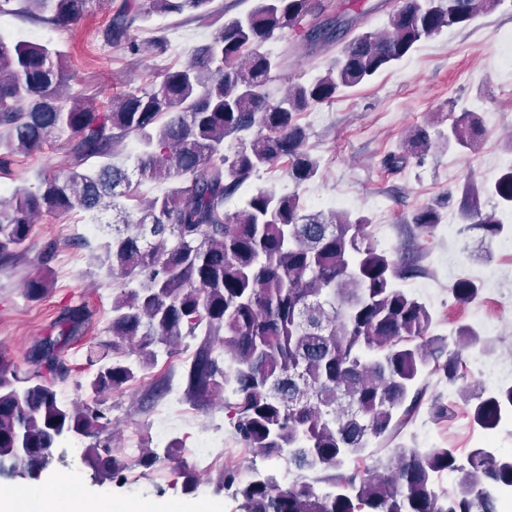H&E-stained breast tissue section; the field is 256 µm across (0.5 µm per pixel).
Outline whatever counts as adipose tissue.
Returning a JSON list of instances; mask_svg holds the SVG:
<instances>
[{
  "label": "adipose tissue",
  "instance_id": "ef3b65f1",
  "mask_svg": "<svg viewBox=\"0 0 512 512\" xmlns=\"http://www.w3.org/2000/svg\"><path fill=\"white\" fill-rule=\"evenodd\" d=\"M0 512H207L203 503H142L135 499L108 501L103 496L76 487L73 480H61L54 494L37 491L26 495L0 488Z\"/></svg>",
  "mask_w": 512,
  "mask_h": 512
}]
</instances>
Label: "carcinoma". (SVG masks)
Segmentation results:
<instances>
[{
    "label": "carcinoma",
    "instance_id": "obj_1",
    "mask_svg": "<svg viewBox=\"0 0 512 512\" xmlns=\"http://www.w3.org/2000/svg\"><path fill=\"white\" fill-rule=\"evenodd\" d=\"M213 0H123L112 14L107 42L132 55L142 51L128 32L152 15L214 14ZM89 0H0L10 14L71 25ZM505 0H399L387 27L354 36L325 74L297 81L273 102L267 91L279 62L259 46L306 22L305 44L322 48L354 18L336 16L328 0H256L244 14L224 20L189 61L169 69L150 89L120 93L100 111L70 90L64 52L47 44L0 35V127L8 148L29 152L67 133L70 163L42 179L36 191L17 186L0 198V260L15 257L31 224L44 213L112 207V230L100 245V265L121 280L112 298L109 337L94 345L76 381L87 400L61 399L56 379L60 353L79 341L83 318L72 309L54 337L41 341V358L20 373L0 355V467L32 475L59 442L81 440L83 459L102 480L123 481L125 464L112 453L109 395L186 338H202L187 373L193 401L224 400L237 439L253 454L282 460L294 478L281 487L270 477L238 479L224 470L244 512H496L512 491V455L477 446L465 463L454 448L422 449L397 441L427 395L424 376L457 386L472 398L471 421L493 428L512 418V384L475 392L461 373V349L479 342L473 328L455 330L454 344L433 334L436 319L417 297L400 288L413 271L408 252L378 247L369 221L348 213H308L296 192L259 188L233 212L225 208L260 170L287 165L299 186L318 176L320 161L307 148L296 116L367 83L443 29H464ZM447 129L431 123L410 135L407 153L384 165L401 169L444 141L470 150L484 131L475 111L449 113ZM140 144L133 170L112 162L128 137ZM241 147L228 158L224 140ZM179 184L145 202L131 220L120 199L132 183ZM491 193L512 208V163ZM468 229L481 239L512 233L496 211L462 205ZM439 210L424 206L407 223L431 232ZM46 277L24 292L40 299ZM459 304L474 299L476 284L451 288ZM58 378H53V375ZM385 450L372 467L360 461ZM461 472L455 491L439 479Z\"/></svg>",
    "mask_w": 512,
    "mask_h": 512
}]
</instances>
